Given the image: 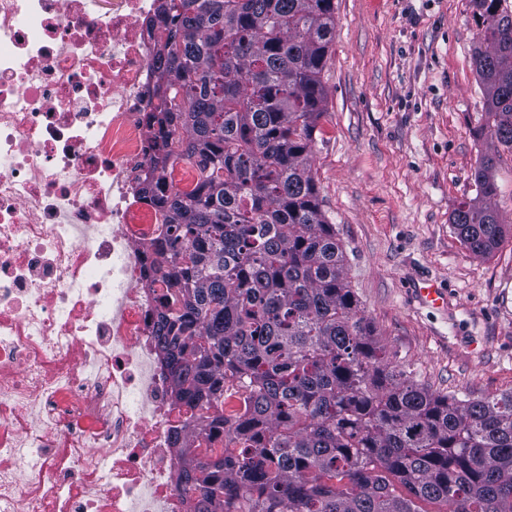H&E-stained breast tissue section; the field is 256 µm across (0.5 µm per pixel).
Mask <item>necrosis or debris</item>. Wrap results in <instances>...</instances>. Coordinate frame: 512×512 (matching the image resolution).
I'll list each match as a JSON object with an SVG mask.
<instances>
[{
  "mask_svg": "<svg viewBox=\"0 0 512 512\" xmlns=\"http://www.w3.org/2000/svg\"><path fill=\"white\" fill-rule=\"evenodd\" d=\"M157 0H0V512H185L148 285Z\"/></svg>",
  "mask_w": 512,
  "mask_h": 512,
  "instance_id": "4bbe7bcc",
  "label": "necrosis or debris"
}]
</instances>
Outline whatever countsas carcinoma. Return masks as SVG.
Returning a JSON list of instances; mask_svg holds the SVG:
<instances>
[{"label": "carcinoma", "instance_id": "cac0c4a2", "mask_svg": "<svg viewBox=\"0 0 512 512\" xmlns=\"http://www.w3.org/2000/svg\"><path fill=\"white\" fill-rule=\"evenodd\" d=\"M486 47L481 134L512 151V0H475ZM152 66L179 102L152 112L140 192L167 206L151 282L155 342L183 430L240 444L215 463L178 458L193 512H512V394L435 395L390 366L359 314L323 210L312 143L326 98L334 0H177ZM196 166L188 192L167 162ZM495 157L450 223L484 256L505 224L492 207ZM210 352L199 356L202 342ZM244 389L233 423L211 404ZM181 430V431H183ZM181 431L174 433L180 440Z\"/></svg>", "mask_w": 512, "mask_h": 512}]
</instances>
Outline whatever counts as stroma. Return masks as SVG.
<instances>
[{
	"label": "stroma",
	"mask_w": 512,
	"mask_h": 512,
	"mask_svg": "<svg viewBox=\"0 0 512 512\" xmlns=\"http://www.w3.org/2000/svg\"><path fill=\"white\" fill-rule=\"evenodd\" d=\"M312 167L346 280L391 366L458 398L512 393V231L472 255L450 224L475 196L483 89L474 0H335ZM441 288L444 306L412 294Z\"/></svg>",
	"instance_id": "1"
}]
</instances>
